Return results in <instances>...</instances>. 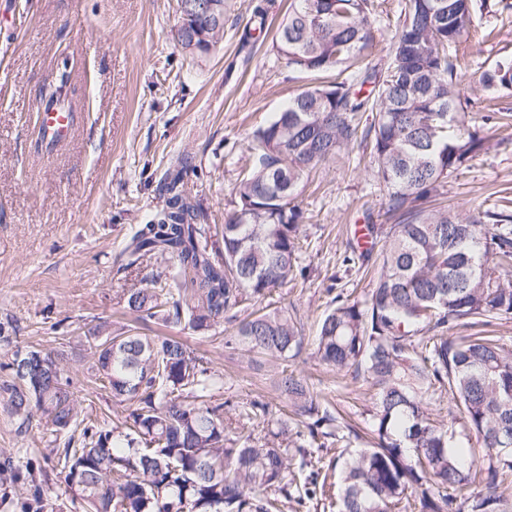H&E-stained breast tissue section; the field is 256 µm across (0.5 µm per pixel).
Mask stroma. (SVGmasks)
<instances>
[{
	"instance_id": "35a3bbf8",
	"label": "stroma",
	"mask_w": 512,
	"mask_h": 512,
	"mask_svg": "<svg viewBox=\"0 0 512 512\" xmlns=\"http://www.w3.org/2000/svg\"><path fill=\"white\" fill-rule=\"evenodd\" d=\"M475 26L457 46L463 72L474 74L512 57V0H475ZM224 38L207 55L186 54L174 38L178 0H0V383L16 349L61 354L65 375L80 391L94 422L124 415L125 406L95 382L78 338L97 321L128 322L123 289L138 287L169 263L150 259L123 269L120 252L132 233L161 207L166 171L185 163L186 190L200 223L223 251L225 215L248 162L246 137L280 112L316 78L288 70L272 51L289 0H225ZM375 41L364 65L389 63L401 0H375ZM266 10L265 22L253 15ZM65 83L73 114L70 137L52 152L38 150L40 91ZM466 123L483 149L449 177L442 198L460 215L497 211L512 203V125L490 114H512V93L473 85ZM387 190L373 177L361 149L312 175L298 198L302 210L299 265L305 270L281 291L315 336L334 294L365 299L369 279L342 259L354 225L386 224ZM225 315L213 334L185 332L188 344L222 376L221 400L259 397L286 402L269 363L255 364L225 349L222 335L238 324ZM319 398L363 423L371 406L366 381L322 365L311 345L289 360ZM56 451L44 419L17 434L0 410V453L19 470H41Z\"/></svg>"
}]
</instances>
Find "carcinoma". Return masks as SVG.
<instances>
[{
	"label": "carcinoma",
	"instance_id": "1",
	"mask_svg": "<svg viewBox=\"0 0 512 512\" xmlns=\"http://www.w3.org/2000/svg\"><path fill=\"white\" fill-rule=\"evenodd\" d=\"M474 0H405L386 72L358 65L374 38L371 0H290L272 48L301 72L336 73L288 100L252 132L249 165L224 222L217 261L207 229L195 223L183 169L166 173L163 206L123 248L125 268L146 258L172 263L171 289L157 277L123 293L136 326L85 337L89 370L117 404L132 406L112 428L80 419L82 397L64 376L62 358L17 350L6 367L0 403L25 431L45 416L63 441L58 465L86 512H281L312 499L319 487L318 452L349 439L340 411L320 402L307 379L288 370L305 341L304 328L272 292L304 274L298 268L304 182L318 167L371 147L373 170L387 188L394 224H367L370 246H349L346 266L380 264L365 300L339 293L324 313L314 355L373 389L372 445L347 452L338 512H392L414 497L419 512H506L512 471V350L495 336H450L458 327L512 318V211L462 217L424 207L449 176L484 146L465 128L469 98L448 54L474 25ZM192 56L216 46L224 25H175ZM491 93L512 91V57L473 78ZM371 87L363 94L365 87ZM372 113L362 127L358 115ZM263 302L224 336V347L284 362L276 387L291 415L259 399L219 402L221 377L178 336L139 331L152 320L201 332L224 314ZM447 392L468 430L430 417V399ZM262 423L256 438L250 427ZM0 482L23 483L39 505L35 475L0 461ZM480 489L457 502L448 490Z\"/></svg>",
	"mask_w": 512,
	"mask_h": 512
}]
</instances>
